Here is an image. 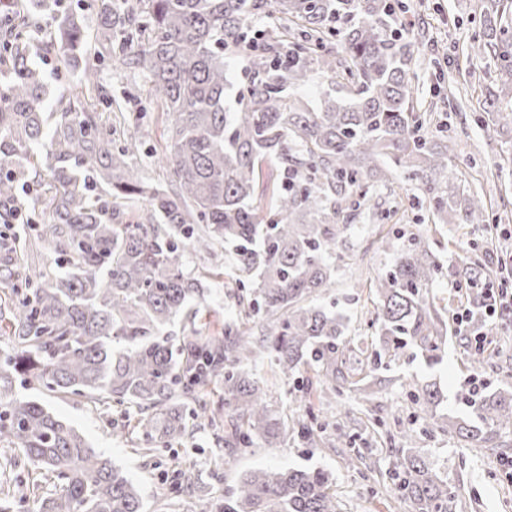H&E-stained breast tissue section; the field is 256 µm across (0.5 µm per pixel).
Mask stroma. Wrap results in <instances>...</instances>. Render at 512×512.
<instances>
[{
    "instance_id": "obj_1",
    "label": "stroma",
    "mask_w": 512,
    "mask_h": 512,
    "mask_svg": "<svg viewBox=\"0 0 512 512\" xmlns=\"http://www.w3.org/2000/svg\"><path fill=\"white\" fill-rule=\"evenodd\" d=\"M408 27L405 37L422 62L419 89L422 98L434 105V120L447 125L448 134L457 143L455 159L463 184L482 191L494 214L503 218L497 230L483 224L435 223L425 204L416 199L414 184L407 182L402 169H395L393 192L386 206L396 209V216L383 224L357 219L345 246L336 254V283L318 297L317 305H335L349 318L346 339L362 356L356 361L366 383L374 391L370 403L357 401L353 391H343L338 404L347 410L342 420L321 415L326 429L323 440L308 444L289 439L279 448L254 446L250 451L225 457L211 432H200L183 446L160 449L144 454L127 433V418L120 407L102 409L85 400L63 395H48L30 387H15L17 397L34 399L61 420L76 428L89 445L109 457L140 490L146 512H217L218 495L230 494L238 477L249 469L320 468L331 474L333 489L342 512H409V505L391 488L389 478L399 453L400 436L413 429L417 436L416 452L423 456L450 486L459 491L455 512H512V477L506 475L501 459L490 448H472L464 441L436 427L416 421L415 406L409 397L414 386L433 384L441 391L438 414L476 421L467 400L470 376L465 366L467 338L459 332L453 318L461 306L455 289L453 272L466 262L485 259L493 244L508 250L512 262V129L485 128L474 121L476 98L494 84L496 69L492 59L472 61L464 50L473 34L471 19L482 0H404ZM63 11L77 13L86 30V42L80 64L101 71L112 95L111 101H87L88 111L97 113L103 127L116 126L136 137L139 151L133 156L144 178L169 184V167L155 155L162 142L165 117L148 92L145 78L116 71L112 57L101 55L96 40L97 0H63ZM37 64L48 81L47 109L61 114L70 104L71 79L60 68L55 55L39 54ZM419 233L427 237L439 256L446 273L431 288L434 302L448 320V343L438 363H429L421 351H414L409 363L390 369L375 368L370 356L372 338L367 323L375 299L370 282L384 274L395 248ZM184 272L221 267L223 280L207 282L199 303L200 315L195 325L182 327L173 323L174 331L190 336H210L224 324L239 320L241 307L233 265L232 247L218 248L214 254L184 253ZM485 333L494 347L491 359L478 376L486 391L512 386V329L487 322ZM261 384L272 392L271 407L285 419L305 415L309 404L318 403L322 391L303 398L295 379L275 374L270 363L257 370ZM374 408L382 424L370 427L366 410ZM343 438H336V431ZM191 456L203 479L219 472L220 481L205 496L184 495L172 498L167 473L176 456Z\"/></svg>"
}]
</instances>
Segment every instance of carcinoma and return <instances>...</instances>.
I'll list each match as a JSON object with an SVG mask.
<instances>
[{
    "instance_id": "cac0c4a2",
    "label": "carcinoma",
    "mask_w": 512,
    "mask_h": 512,
    "mask_svg": "<svg viewBox=\"0 0 512 512\" xmlns=\"http://www.w3.org/2000/svg\"><path fill=\"white\" fill-rule=\"evenodd\" d=\"M97 39L102 52L141 73L161 103L168 136L160 145L171 170L169 187L143 183L128 162L130 139L118 147L116 130L100 127L93 112L69 107L55 125V148L33 161L28 148L43 138L46 82L32 62L36 50L58 48L70 69L86 34L80 19H56L55 41L38 45L29 17L15 15L0 69V221L49 171L56 192L38 236L63 259L64 275L17 277V295L0 305L16 353L0 362V442L25 459L58 490L38 499L37 512H143L134 483L83 436L34 400L13 394L16 378L59 395L83 397L125 409L132 438L145 453L184 442L210 427L228 454L258 439L273 448L289 432L315 444L318 415L288 425L266 402L248 364L268 355L288 378L306 367L330 392L350 377L352 349L336 306L312 304L335 283L330 258L400 167L416 182L440 224H484L486 196L459 191L454 147L444 131L424 133L417 60L406 40L402 0H100ZM272 7L277 24L253 18ZM467 57L494 60L498 80L477 100L497 123H512V0H489L478 17ZM342 55L329 50L331 43ZM242 52L253 74L238 91L242 111L224 105L228 81L224 50ZM320 70L331 75L320 106L312 110L295 91ZM106 94L98 70L77 76L74 102ZM276 181L255 193L264 167ZM109 187L112 204L92 199L96 184ZM236 248L235 267L252 281L244 318L215 336L165 332L181 316L195 322L190 302L201 281L223 272L184 273L180 256ZM443 266L427 238L414 235L393 253L389 271L370 284L377 300L368 323L380 337L374 363L406 361L415 345L438 359L447 325L429 295ZM458 282L466 299L490 301L498 287L493 268L466 266ZM275 324L256 335L249 319ZM224 385V416L214 391ZM424 424L446 428L474 448H500L512 429V391L473 397L482 426L436 414L437 391L411 393ZM401 458L390 473L393 490L410 512H453L456 494L424 458L413 453L414 434L402 435ZM180 492L197 488L195 462L173 464ZM328 473L319 469L263 468L236 481L219 512H340Z\"/></svg>"
}]
</instances>
